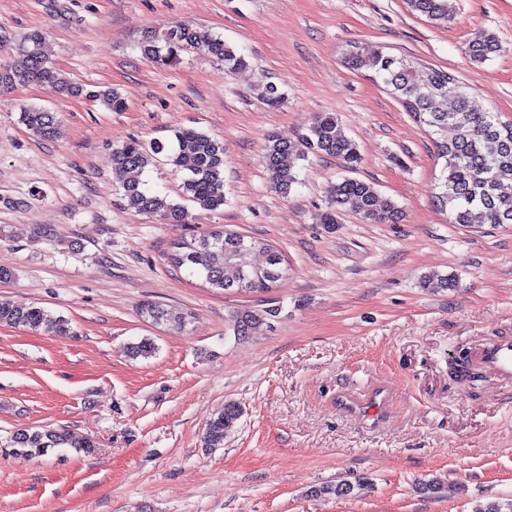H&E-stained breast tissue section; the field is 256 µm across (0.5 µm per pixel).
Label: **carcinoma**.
Masks as SVG:
<instances>
[{"label":"carcinoma","instance_id":"obj_1","mask_svg":"<svg viewBox=\"0 0 512 512\" xmlns=\"http://www.w3.org/2000/svg\"><path fill=\"white\" fill-rule=\"evenodd\" d=\"M411 10L432 22H448L447 0H407ZM200 50L224 60L228 71L247 65L243 55L212 34L181 26L167 32L163 39L154 36L142 43V54L156 62L171 63L182 50ZM470 59L483 63L498 51L494 37L480 34L469 44ZM345 63L353 70L374 74L389 88L404 110L427 132L436 136L438 157L445 160L440 176V192L434 205L448 212L449 223L472 227L481 224H512V123L506 125L493 111H477L470 105L469 86L458 79H448L449 73L439 68H426L410 57L400 62L396 56L382 51L366 52L351 43L344 52ZM37 84L51 87L69 95H83L112 112H122L126 104L111 89L88 90L66 80L49 62L44 51L42 35L26 36L18 46L13 61L0 66V89L17 85ZM453 106H448V102ZM19 121L33 134L51 138L56 133L55 113L36 106L21 109ZM455 136L446 137L448 129ZM178 151L170 157L172 164L189 172L183 181L184 197L203 211H215L224 205V148L205 132L182 128L176 132ZM164 151V145H146L132 138L112 153L113 169L120 180L125 206L136 212L159 214L173 224L184 221V210L159 194L144 188L141 175ZM328 155L340 159L352 172L362 158L353 140L344 133L334 113L322 112L313 117L307 133L298 143L268 138L265 145L266 170L272 190L288 195L298 179L295 164L309 156ZM350 211L372 224L395 223L401 208L390 199L381 198L371 183L354 177H343L328 189V199L320 214V223L337 224L340 215ZM262 251L265 263L256 265L252 255ZM171 266L189 270L213 288L226 292H257L267 290L285 276L287 268L282 253L273 245L240 233L216 230L206 235L181 238L172 244L167 254ZM279 308L261 313L238 311L232 316L234 334L251 335L277 315ZM142 315L156 324L172 323L184 326L185 317L173 314L159 305L147 304ZM0 325L43 329L54 336L70 334L68 321L47 309L32 305L0 302ZM240 404L228 401L224 410L206 423L203 445L224 447V438L242 416ZM8 447L27 455H42L52 448H73L88 453L94 447L89 439H75L65 431L34 429L14 433ZM370 485L366 478L351 482L313 488L315 496L344 497L354 490Z\"/></svg>","mask_w":512,"mask_h":512}]
</instances>
